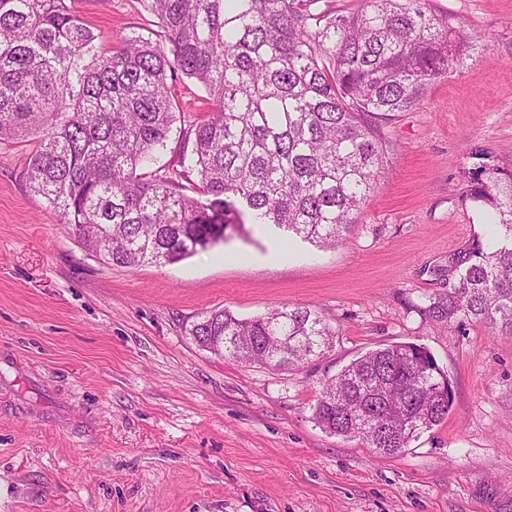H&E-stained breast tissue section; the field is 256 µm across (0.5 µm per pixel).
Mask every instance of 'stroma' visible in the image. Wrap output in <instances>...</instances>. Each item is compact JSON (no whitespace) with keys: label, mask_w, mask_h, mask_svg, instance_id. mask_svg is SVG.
<instances>
[{"label":"stroma","mask_w":512,"mask_h":512,"mask_svg":"<svg viewBox=\"0 0 512 512\" xmlns=\"http://www.w3.org/2000/svg\"><path fill=\"white\" fill-rule=\"evenodd\" d=\"M105 45L163 40L141 0H66ZM481 35L464 66L381 124L390 159L341 244L245 223L168 265L103 262L31 193L36 136L0 141V512H512V335L431 321L459 255L496 242L474 178L512 181V0H426ZM178 125L211 110L170 81ZM309 308L334 330L274 370L190 334L205 312ZM414 343L450 377L447 418L395 456L313 419L327 377Z\"/></svg>","instance_id":"obj_1"}]
</instances>
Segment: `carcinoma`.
Returning a JSON list of instances; mask_svg holds the SVG:
<instances>
[{
  "instance_id": "obj_1",
  "label": "carcinoma",
  "mask_w": 512,
  "mask_h": 512,
  "mask_svg": "<svg viewBox=\"0 0 512 512\" xmlns=\"http://www.w3.org/2000/svg\"><path fill=\"white\" fill-rule=\"evenodd\" d=\"M168 44L134 34L112 48L65 0H0V140L41 134L23 176L90 253L118 266L178 262L237 231L244 217L322 247L342 243L378 185L375 127L413 110L432 81L482 37L426 11L425 0H365L349 14L320 0H142ZM204 85L211 115L183 131L179 177L140 169L175 123L168 77ZM496 248L476 244L458 281L423 307L456 329L512 334V187L479 182ZM193 336L223 356L281 369L325 353L335 332L314 311L203 314ZM453 387L422 347L369 350L327 379L313 419L397 455L448 416Z\"/></svg>"
}]
</instances>
